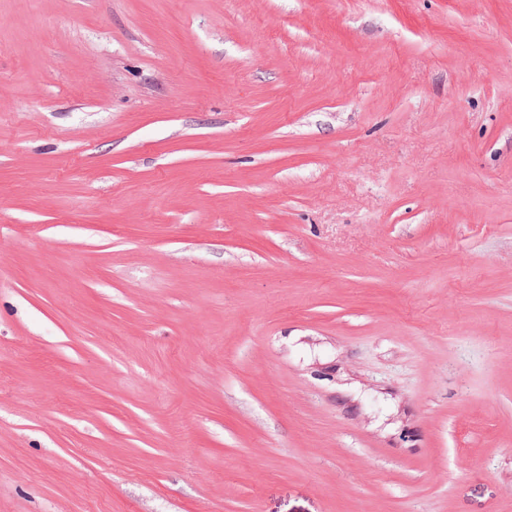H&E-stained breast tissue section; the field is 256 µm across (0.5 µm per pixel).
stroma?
Returning a JSON list of instances; mask_svg holds the SVG:
<instances>
[{"label": "stroma", "instance_id": "1", "mask_svg": "<svg viewBox=\"0 0 512 512\" xmlns=\"http://www.w3.org/2000/svg\"><path fill=\"white\" fill-rule=\"evenodd\" d=\"M0 512H512V0H0Z\"/></svg>", "mask_w": 512, "mask_h": 512}]
</instances>
